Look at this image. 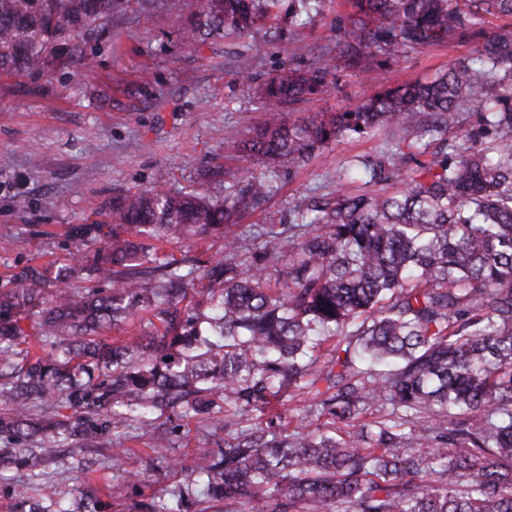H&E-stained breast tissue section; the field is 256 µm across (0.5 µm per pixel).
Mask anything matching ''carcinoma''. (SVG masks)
I'll return each instance as SVG.
<instances>
[{
	"label": "carcinoma",
	"mask_w": 512,
	"mask_h": 512,
	"mask_svg": "<svg viewBox=\"0 0 512 512\" xmlns=\"http://www.w3.org/2000/svg\"><path fill=\"white\" fill-rule=\"evenodd\" d=\"M326 0H204L184 47L237 41L254 28L320 13ZM119 0H0V76L39 77L57 62L87 66L89 40ZM340 50L347 68L379 80L383 53L482 34L512 18V0H353ZM311 54L254 87L263 121L240 151L265 164L237 168L224 198L159 187L112 204V233L79 228L106 284L72 287L82 268L50 287L36 267L0 294V487L24 468L42 478L13 512H99L68 500L45 471L63 448H96L112 430H155L171 416L215 426L227 401L264 411L308 391L320 412L355 423L349 439L323 430L280 432L282 416L241 430L222 448L204 443L177 489L142 512L250 503L272 512H512V30L485 37L425 83L384 87L348 112L289 126L283 112L335 83V59ZM237 79L254 57L228 52ZM482 112L463 126V109ZM382 130L394 148L361 161L373 189L303 198L293 224L237 223L332 143ZM186 232L218 235L224 250L202 265L158 256ZM141 317L148 331L119 345L102 331ZM336 339L322 351L323 344ZM389 406L391 413L378 416Z\"/></svg>",
	"instance_id": "1"
}]
</instances>
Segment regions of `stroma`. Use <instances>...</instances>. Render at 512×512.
Returning <instances> with one entry per match:
<instances>
[{"label": "stroma", "mask_w": 512, "mask_h": 512, "mask_svg": "<svg viewBox=\"0 0 512 512\" xmlns=\"http://www.w3.org/2000/svg\"><path fill=\"white\" fill-rule=\"evenodd\" d=\"M202 0H125L91 42L88 67L55 70L36 81L0 79V291L27 266L54 279L76 263L75 227L111 220L112 203L127 194L162 187L210 197L224 194V173L239 166L238 146L262 120L251 89L240 85L222 60L223 41L199 52L182 43L186 24ZM346 0H328L305 26L289 22L250 32L241 40L255 57V80L304 65V47L338 53L350 30ZM474 41L389 56L380 73L396 85L426 79L471 56ZM373 85L338 70L326 92L296 106L287 122L354 109ZM384 138L369 134L331 144L308 166L282 173L266 211L244 224H285L302 195L335 190L343 168L357 156L379 153ZM28 206L18 210L17 198ZM153 432L125 427L99 447L66 453L50 465L62 491L77 483L83 466L104 512H134L156 493L173 489L180 475L153 469ZM125 449L121 458L112 451ZM143 472L136 483L130 473Z\"/></svg>", "instance_id": "1"}]
</instances>
